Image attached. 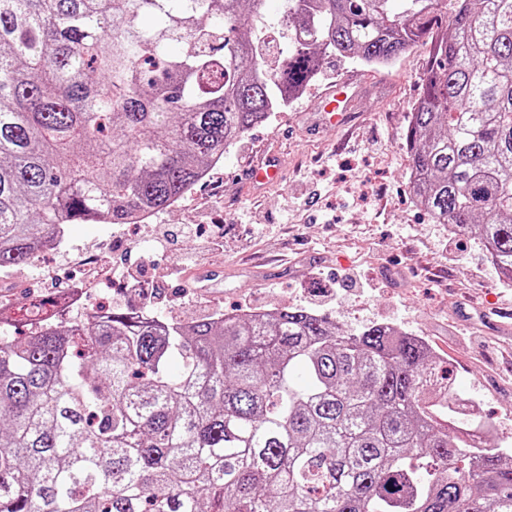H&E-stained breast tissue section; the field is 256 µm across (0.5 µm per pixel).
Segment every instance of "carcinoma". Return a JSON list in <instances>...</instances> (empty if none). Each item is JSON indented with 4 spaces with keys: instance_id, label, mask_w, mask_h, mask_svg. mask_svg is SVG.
Listing matches in <instances>:
<instances>
[{
    "instance_id": "carcinoma-1",
    "label": "carcinoma",
    "mask_w": 512,
    "mask_h": 512,
    "mask_svg": "<svg viewBox=\"0 0 512 512\" xmlns=\"http://www.w3.org/2000/svg\"><path fill=\"white\" fill-rule=\"evenodd\" d=\"M0 0V270L60 224H130L302 94L393 63L443 0ZM409 188L512 287V0H458L411 113ZM30 304L0 338V512H512V452L454 428L448 367L384 323L153 319ZM265 14L267 20V30L276 27L280 31L278 38L269 40L270 43V63L276 59L286 55L290 45L288 44V38L284 34L283 27L280 25V18L283 12V0H266L265 3ZM273 63H271L272 65ZM273 66V65H272Z\"/></svg>"
}]
</instances>
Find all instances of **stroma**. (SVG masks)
I'll return each mask as SVG.
<instances>
[{"label":"stroma","instance_id":"obj_1","mask_svg":"<svg viewBox=\"0 0 512 512\" xmlns=\"http://www.w3.org/2000/svg\"><path fill=\"white\" fill-rule=\"evenodd\" d=\"M430 50L420 44L374 70L328 59L210 179L155 214L152 224L174 233L167 255L153 249L152 224H76L65 244L9 271L0 297L23 310L36 296L64 290L82 278L75 258L84 253L107 268L133 269L141 285L118 275L95 281L86 304L63 315L66 323L102 304L125 311L146 304L169 320L305 307L332 284L336 299L321 313L348 333L382 322L423 337L451 369L458 395L478 396L485 418L505 423L500 441L512 445V330L500 328L512 315V288L477 247L432 223L408 191L405 135ZM341 79L353 80L357 94L337 123L318 97ZM270 157L280 160L282 181L253 188L246 172ZM185 224L224 234L205 259L223 272L212 287H198L191 269L161 273L198 246L183 235Z\"/></svg>","mask_w":512,"mask_h":512}]
</instances>
